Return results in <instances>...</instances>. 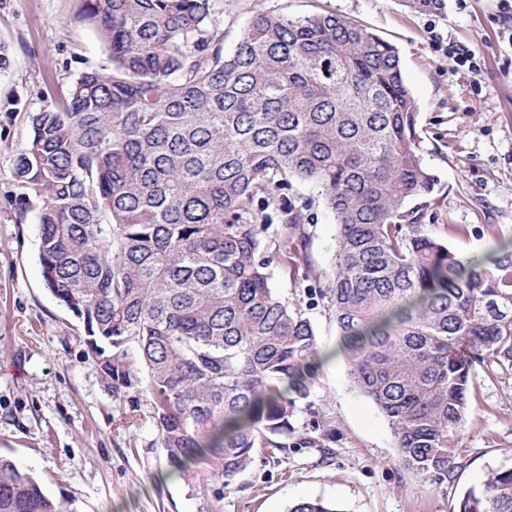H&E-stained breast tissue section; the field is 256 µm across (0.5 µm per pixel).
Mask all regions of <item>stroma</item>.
<instances>
[{
    "mask_svg": "<svg viewBox=\"0 0 512 512\" xmlns=\"http://www.w3.org/2000/svg\"><path fill=\"white\" fill-rule=\"evenodd\" d=\"M78 0H0V456L38 479L49 495L73 497L77 512H288L321 499L338 512H458L462 494L489 470L512 467V377L477 372L470 410L445 481L408 471L380 411L350 384L343 357L324 362L291 423L318 445L257 452L231 484L172 472L145 399L114 395L87 357L84 329L44 286L36 210L18 216L14 160L30 115L66 98L74 77L110 67L97 32L77 17ZM232 53L259 11L286 17L335 14L399 50L418 108L419 152L438 184L421 199L422 222L461 256L489 251V228L512 240V47L501 37L498 0H445L416 13L405 0H212ZM475 51L484 71L457 70L449 45ZM308 205L310 254L328 285L337 227L316 190L293 183ZM463 224V237L448 227ZM272 284L300 302L323 350L335 349L327 302L281 270Z\"/></svg>",
    "mask_w": 512,
    "mask_h": 512,
    "instance_id": "1",
    "label": "stroma"
}]
</instances>
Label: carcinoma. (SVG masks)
<instances>
[{
	"mask_svg": "<svg viewBox=\"0 0 512 512\" xmlns=\"http://www.w3.org/2000/svg\"><path fill=\"white\" fill-rule=\"evenodd\" d=\"M418 13L444 0H407ZM112 69L31 115L14 178L36 203L46 289L83 325L116 395L146 398L174 472L229 484L283 449L326 355L275 264L317 280L304 204L337 226L320 296L351 385L386 417L399 461L444 481L475 366L512 374V244L457 256L407 204L437 179L397 50L347 18L258 12L235 50L211 0H81ZM0 512H76L0 457ZM289 512H337L320 499ZM458 512H512V468Z\"/></svg>",
	"mask_w": 512,
	"mask_h": 512,
	"instance_id": "cac0c4a2",
	"label": "carcinoma"
}]
</instances>
